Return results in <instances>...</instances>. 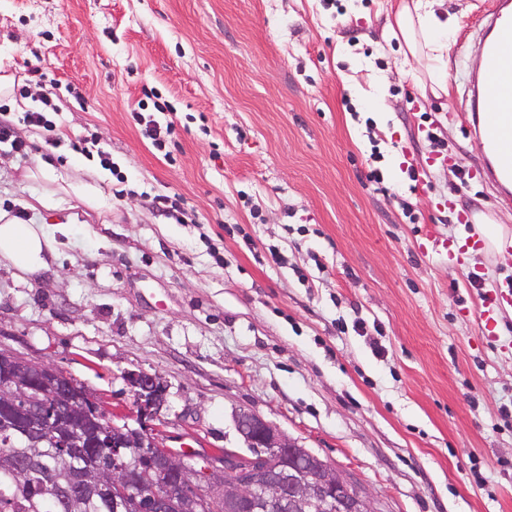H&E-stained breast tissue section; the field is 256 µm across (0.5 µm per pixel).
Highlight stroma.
Returning <instances> with one entry per match:
<instances>
[{"mask_svg": "<svg viewBox=\"0 0 512 512\" xmlns=\"http://www.w3.org/2000/svg\"><path fill=\"white\" fill-rule=\"evenodd\" d=\"M495 4L454 0L436 95L387 33L395 0H0V75L27 88L0 104L20 119L51 81L59 107L53 130L20 128L26 154L0 144V214L53 242L40 271L0 262V349L117 410L125 371L159 374L168 448L246 454L245 407L380 512H512V320L491 337L476 323L512 270L441 248L470 210L512 226L465 120L459 66L479 58H457ZM151 87L175 123L162 152L133 118ZM85 137L124 197L73 150ZM174 195L185 223L153 204Z\"/></svg>", "mask_w": 512, "mask_h": 512, "instance_id": "stroma-1", "label": "stroma"}]
</instances>
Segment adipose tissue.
Here are the masks:
<instances>
[{
  "mask_svg": "<svg viewBox=\"0 0 512 512\" xmlns=\"http://www.w3.org/2000/svg\"><path fill=\"white\" fill-rule=\"evenodd\" d=\"M456 16L448 0H399L388 29L402 40L408 53L427 71L434 90L447 91L448 71L444 58L448 51V33ZM51 240L37 225L16 219L0 223V258L7 259L24 272H35L45 265Z\"/></svg>",
  "mask_w": 512,
  "mask_h": 512,
  "instance_id": "obj_1",
  "label": "adipose tissue"
}]
</instances>
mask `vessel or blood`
<instances>
[{"label":"vessel or blood","mask_w":512,"mask_h":512,"mask_svg":"<svg viewBox=\"0 0 512 512\" xmlns=\"http://www.w3.org/2000/svg\"><path fill=\"white\" fill-rule=\"evenodd\" d=\"M483 68L473 90L469 121L479 151L491 155L487 173L497 182L512 184V0H499L486 15L483 32L474 45ZM512 301V291L484 295L476 314L482 333L494 334L500 310Z\"/></svg>","instance_id":"1"}]
</instances>
